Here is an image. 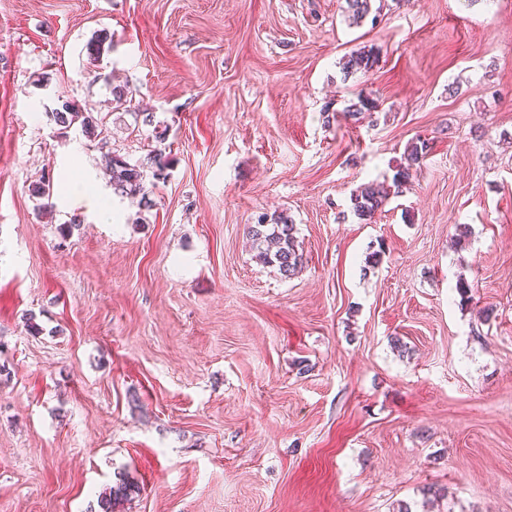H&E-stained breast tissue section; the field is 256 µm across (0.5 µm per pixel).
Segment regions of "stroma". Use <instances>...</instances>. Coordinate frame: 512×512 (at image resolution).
<instances>
[{"label":"stroma","instance_id":"35a3bbf8","mask_svg":"<svg viewBox=\"0 0 512 512\" xmlns=\"http://www.w3.org/2000/svg\"><path fill=\"white\" fill-rule=\"evenodd\" d=\"M372 6L0 0V512H96L122 480L115 512H512V0ZM66 100L105 142L60 134ZM419 138L360 221L353 190ZM156 150L147 202L115 195L106 154ZM263 213L295 226L293 278L255 258ZM428 151L425 140L417 139L407 146L404 166L398 167L392 177V184L368 182L362 184L351 195L354 214L362 221H371L375 213L384 205L391 193H402V188L410 182L412 170L420 167Z\"/></svg>","mask_w":512,"mask_h":512}]
</instances>
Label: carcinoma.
<instances>
[{
	"instance_id": "cac0c4a2",
	"label": "carcinoma",
	"mask_w": 512,
	"mask_h": 512,
	"mask_svg": "<svg viewBox=\"0 0 512 512\" xmlns=\"http://www.w3.org/2000/svg\"><path fill=\"white\" fill-rule=\"evenodd\" d=\"M372 0H346L347 11L356 22L366 18L371 13ZM376 64V57L370 52H358L347 57L343 63V70L348 73H369ZM52 118L62 130L69 131L76 127L88 137L100 136L98 128L102 121L91 112H86L69 102L62 104L61 108L52 112ZM428 151V143L418 139L407 146L406 164L398 167L392 177V184L368 182L362 184L351 195L354 214L362 221L371 220L375 213L384 205L392 193L399 194L402 188L410 182L412 170L419 167ZM112 173V188L120 196H146L147 171H152L155 179L163 176L166 161L162 154L154 153L146 162L132 163L125 157L114 154L110 159ZM248 234L257 249L256 258L263 262L277 266L281 277L293 278L302 267V254L298 252L294 237V224L288 222L283 216L267 219L261 216L257 223L249 226ZM130 486L120 485L104 493L98 501L101 512H113L115 501L120 495H127Z\"/></svg>"
}]
</instances>
